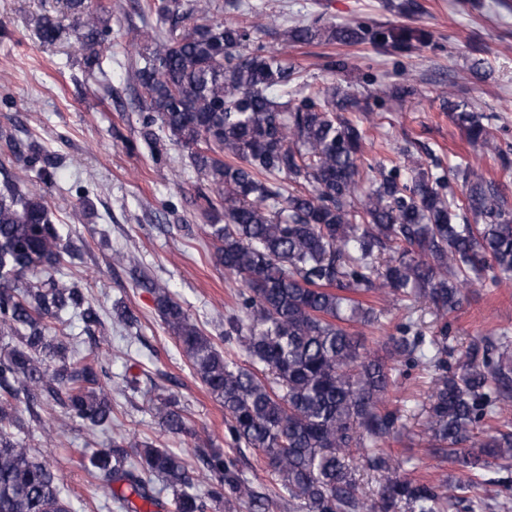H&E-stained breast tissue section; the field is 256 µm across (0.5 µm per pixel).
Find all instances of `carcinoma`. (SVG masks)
Segmentation results:
<instances>
[{
  "mask_svg": "<svg viewBox=\"0 0 512 512\" xmlns=\"http://www.w3.org/2000/svg\"><path fill=\"white\" fill-rule=\"evenodd\" d=\"M70 28L96 64L112 33L109 18L88 0H65ZM149 12L172 37L147 33L141 87L142 136L157 131L187 150L191 166L224 210L207 225L213 263L238 278L235 314L224 340L245 356L239 363L193 323L182 304L145 270L137 286L154 296L168 331L207 391L224 404L229 440L263 453L283 496L260 492L236 458L213 443L199 444L184 410L172 399L153 407L171 433L196 441L194 455L207 486L196 488L187 460L153 442L112 437L89 457L88 471L116 507L138 512L133 499L172 512H214L245 501L270 512L288 500L290 512H369L352 465L353 451L385 474L378 512H485L468 495L475 482L443 491L397 475L380 445L397 418L383 407L402 366L436 371L427 393L424 433L435 453L479 476L507 470L512 460V337L469 345L459 370L448 371V337H426L412 320L398 326L388 365L364 352L355 324L381 323L384 310L357 299L400 295L431 304L443 317L457 311L464 290L512 279V210L500 186L453 168L462 194L449 190L440 159L401 166L364 156L366 130L350 112H371L383 99H363L339 85L310 87L299 70L265 53L250 29L214 20L211 0H148ZM61 20L35 19L43 44L54 43ZM283 41L370 44L408 54L428 44L418 27L358 21L334 26L317 17L286 28ZM468 140L508 157L488 138L484 120L448 101ZM55 156L27 157L0 184V512H73L59 477L20 435L43 412L60 408L94 429L112 426L108 373L82 356L66 333L65 314L82 332L102 325L98 310L75 284L56 279L74 257L70 235L53 220L46 189L56 184ZM163 483L158 491L155 481Z\"/></svg>",
  "mask_w": 512,
  "mask_h": 512,
  "instance_id": "cac0c4a2",
  "label": "carcinoma"
}]
</instances>
